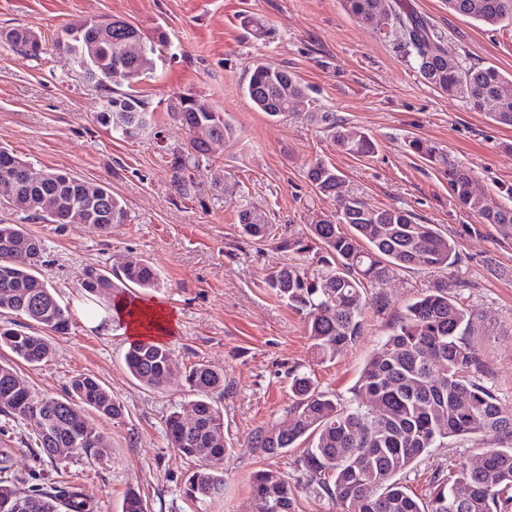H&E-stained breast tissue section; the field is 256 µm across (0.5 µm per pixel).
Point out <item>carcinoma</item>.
I'll return each instance as SVG.
<instances>
[{
	"label": "carcinoma",
	"mask_w": 512,
	"mask_h": 512,
	"mask_svg": "<svg viewBox=\"0 0 512 512\" xmlns=\"http://www.w3.org/2000/svg\"><path fill=\"white\" fill-rule=\"evenodd\" d=\"M448 10L486 26L512 20V0H446ZM357 22L381 34L392 33L415 62L423 81L450 97L462 98L476 110L489 111L497 123L512 127V74L493 66H476L448 43L402 0H342ZM0 37L25 55L39 59L43 46L34 42L31 28H16ZM156 41H144L133 25L112 20L104 28L90 18L71 24L57 40L64 63L87 64L97 77L87 80L110 88L109 112L101 124L112 132L135 139L145 133L153 113L133 94L132 87L153 68ZM135 68L130 79L112 78L114 71ZM244 93L254 108L272 119L288 116L295 104L308 97V86L282 67L256 62ZM189 139L190 153L177 155L172 165L190 193L183 173L189 163L207 158L211 144L229 142L235 131L224 113L192 97H181L174 109ZM305 119L326 128L341 150L353 155L374 152L376 144L362 128L348 126L334 112L311 109ZM409 147L421 158L444 166L448 190L456 204L476 215L482 224H494L512 235V207L491 206L472 171L420 140ZM311 188L335 202V210L317 215L309 237H288L280 248L290 254L314 252L318 267L309 271L295 264L272 270L266 287L302 315L307 336L317 356L333 359L362 336L366 310L383 306V296L370 300L366 288L385 285L398 268L448 269L457 262L455 243L434 224H421L411 211L376 207L344 187L336 167L322 160L306 172ZM51 197L57 211L42 209ZM0 205L60 223L93 224L108 231L123 224L127 211L122 200L103 185L77 175L49 171L42 181L16 186ZM243 233L263 238L268 229L255 207L238 210ZM44 245L21 224H0V313L35 323L41 329L64 334L70 314L39 270ZM160 287L157 270L146 261L107 270L91 266L82 288L100 299L114 300L132 289ZM472 317L448 294V280H440L408 304L393 330L368 359L353 386L354 403L343 404L318 390L314 379L291 371L294 399L285 420L257 428L250 447L268 456L279 455L301 441H309L300 462L309 481L342 506V512H512V409L503 407L479 383L487 374L480 350L470 340ZM0 347L27 364H39L52 354L47 337L0 326ZM125 362L140 384L159 389L171 373L170 351L162 343H130ZM195 399L186 404L196 421L188 425L174 411L167 419L173 448L201 464L184 483L185 496L204 504L224 491V373L197 363L186 375ZM92 409L118 419L122 407L95 379L77 375L70 392L61 398H39L19 378L10 362H0V411L30 422L38 455L59 461L96 457L101 435L86 423L83 412ZM474 441L483 467L465 463L440 477L421 503L409 495L398 476L410 470L431 449L454 439ZM9 456L0 452V512H93V507L71 486H36L18 490L8 480ZM458 484L469 486L462 500ZM251 512H295L294 493L287 480L272 471H258L252 481Z\"/></svg>",
	"instance_id": "obj_1"
}]
</instances>
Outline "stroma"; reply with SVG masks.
I'll use <instances>...</instances> for the list:
<instances>
[{"instance_id": "obj_1", "label": "stroma", "mask_w": 512, "mask_h": 512, "mask_svg": "<svg viewBox=\"0 0 512 512\" xmlns=\"http://www.w3.org/2000/svg\"><path fill=\"white\" fill-rule=\"evenodd\" d=\"M428 20L472 62L512 74V22L489 28L449 13L446 0H402ZM126 20L144 40L165 31L169 44L137 86L153 112L149 132L123 140L97 120L101 91L65 66L52 47L69 24L86 18ZM31 27L49 49L33 59L0 41V147L33 172L49 169L106 185L126 203L127 221L103 231L90 224H52L0 208V224H21L45 247L43 274L67 306L66 334L50 335L53 355L18 374L34 394L58 397L74 376L94 378L123 408L110 420L86 419L106 442L97 459L36 460L28 422L0 412L10 456V480L21 489L35 481L78 488L94 512H122L128 491L141 494L147 512H246L252 476L277 472L295 494L297 512H342L336 499L308 484L300 467L303 447L277 456L248 448L258 427L282 421L291 404L289 369L310 371L318 388L349 402L366 360L397 316L436 281H455V299L473 315L472 340L485 357L482 383L512 408V237L455 205L439 166L413 154L409 140L436 146L470 168L492 202L512 204V128L425 84L411 55L388 36L362 27L340 0H0V29ZM287 68L310 87L311 105L367 129L376 149L366 156L340 151L329 132L303 114L280 121L257 111L243 88L254 61ZM182 96L223 112L237 131L189 167L191 192L178 189L171 160L187 136L173 106ZM334 165L346 188L378 207H400L434 224L456 243L449 270L399 269L382 289L387 306L369 312L359 341L334 360L315 355L300 314L264 286L287 263L280 237H304L315 213L333 210L316 195L305 172L316 160ZM234 177L232 200L224 180ZM260 209L270 233L257 242L242 236L237 209ZM146 260L161 286L142 301L172 313L165 343L172 373L162 389L140 385L124 354L130 339L120 326L103 331L88 323L95 306L82 288L87 267ZM203 362L224 374V493L201 505L183 493L195 458L177 453L166 419L192 394L184 373ZM473 443L456 439L403 473L410 495L426 499L435 476L474 458Z\"/></svg>"}]
</instances>
